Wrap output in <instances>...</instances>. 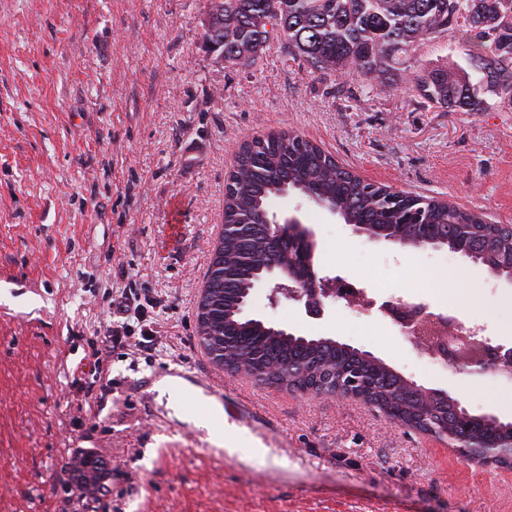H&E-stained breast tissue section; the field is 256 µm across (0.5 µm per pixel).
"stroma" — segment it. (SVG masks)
<instances>
[{"label":"stroma","instance_id":"35a3bbf8","mask_svg":"<svg viewBox=\"0 0 512 512\" xmlns=\"http://www.w3.org/2000/svg\"><path fill=\"white\" fill-rule=\"evenodd\" d=\"M206 0H0V512H512V469L460 461L430 436L353 399H319L235 376L196 333L243 140L292 131L365 179L512 224V111L445 112L401 84L325 81L272 44L222 66L202 44ZM314 268L365 289L374 308L328 302L323 318L255 287L248 317L331 337L447 391L473 415L512 421V380L426 354L377 309L414 296L512 346V281L448 247L355 233L298 191ZM176 245H169L172 221ZM461 285L417 291L409 270ZM150 304L162 351H115L111 400L72 382L112 320L111 295ZM177 367L200 388L142 389ZM218 416L223 438L197 427ZM106 469L78 499L73 463Z\"/></svg>","mask_w":512,"mask_h":512}]
</instances>
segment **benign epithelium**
<instances>
[{
	"label": "benign epithelium",
	"mask_w": 512,
	"mask_h": 512,
	"mask_svg": "<svg viewBox=\"0 0 512 512\" xmlns=\"http://www.w3.org/2000/svg\"><path fill=\"white\" fill-rule=\"evenodd\" d=\"M280 294L303 303L306 314L312 318L324 315L328 301L343 300L349 305L360 303L375 306V302L368 300L363 290L353 287L340 276L334 279L316 278L311 288H301L283 276L274 284L269 299L275 301ZM378 310L392 316L404 333L422 344L431 355L469 374H483L512 365V347L493 346L478 340L472 333L463 330L457 321L428 311L424 304L384 302L378 306ZM440 439L448 441L458 458L468 465L482 468L512 466V443L474 448L467 444L466 435L448 432L446 423L442 425ZM100 468L101 463L90 458L78 468L77 478L85 485H93L99 480Z\"/></svg>",
	"instance_id": "7a95c632"
}]
</instances>
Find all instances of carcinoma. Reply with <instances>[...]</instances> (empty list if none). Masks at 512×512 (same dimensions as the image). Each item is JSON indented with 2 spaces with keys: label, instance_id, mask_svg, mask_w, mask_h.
<instances>
[{
  "label": "carcinoma",
  "instance_id": "1",
  "mask_svg": "<svg viewBox=\"0 0 512 512\" xmlns=\"http://www.w3.org/2000/svg\"><path fill=\"white\" fill-rule=\"evenodd\" d=\"M491 23L471 14L473 0H207L215 26L203 30V43L229 65L253 63L272 42L286 57L325 80L359 73L381 82L409 73L422 98L450 112L487 109L479 87L467 84L465 70L426 68L417 54L427 43L462 34L469 68L495 85L512 106V8L503 0H481ZM297 190L313 202L333 207L346 224L375 236L411 244L427 239L452 250L462 243L469 257L488 271L508 276L512 228L480 212L434 196L409 195L364 179L318 144L292 132H270L246 140L238 152L224 193V232L197 311V332L208 353L229 360L245 354L276 363L279 387L317 395L325 374L356 371L372 386L371 401L395 407L414 419L425 407L409 380L382 362L370 363L356 349L332 338L274 332L244 315L247 291L274 265L298 281L313 274L314 243L304 231L286 228L268 235L265 225L272 195ZM472 443L512 438V422L465 418Z\"/></svg>",
  "mask_w": 512,
  "mask_h": 512
}]
</instances>
